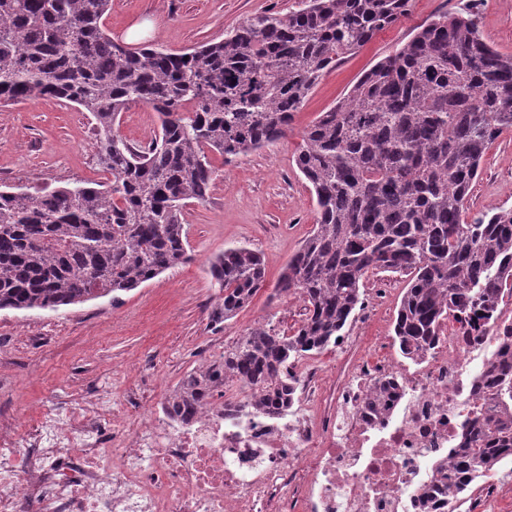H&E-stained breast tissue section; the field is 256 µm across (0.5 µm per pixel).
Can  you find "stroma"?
Instances as JSON below:
<instances>
[{"instance_id":"1","label":"stroma","mask_w":512,"mask_h":512,"mask_svg":"<svg viewBox=\"0 0 512 512\" xmlns=\"http://www.w3.org/2000/svg\"><path fill=\"white\" fill-rule=\"evenodd\" d=\"M299 0H112L107 33L124 42L136 24L151 28L139 46L184 51L223 39L250 17L297 8ZM472 4L484 40L512 54V0H411L407 14L378 32L326 73L308 95L285 139L231 161L213 155L216 169L206 203L184 208L193 259L134 290L57 310H0V417L36 416L59 402L74 403L99 391L112 398V425H129L137 403L169 396L192 369L220 359L249 329L264 325L292 334L306 311L294 294H275L289 258L311 233L316 208L293 161L300 131L337 103L398 44L441 12ZM118 132L147 145L159 132L158 115L141 103L120 114ZM97 135L88 112L56 99L0 105V184L43 186L98 183ZM482 173L466 202L469 213L512 209V129L487 148ZM244 246L260 254L267 283L225 322L210 313L220 291L209 262L224 249ZM407 285L398 273L365 280L363 304L344 330L355 350L376 353L391 336Z\"/></svg>"}]
</instances>
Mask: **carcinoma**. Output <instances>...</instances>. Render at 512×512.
<instances>
[{
	"mask_svg": "<svg viewBox=\"0 0 512 512\" xmlns=\"http://www.w3.org/2000/svg\"><path fill=\"white\" fill-rule=\"evenodd\" d=\"M110 0H0V102L53 98L91 113L109 182L0 186V310H56L129 291L192 260L182 210L208 200L225 159L286 136L311 90L338 61L397 23L410 0H301L247 19L224 39L175 54L112 40ZM150 106L159 139L116 131L122 109ZM512 128V54L481 36L471 8L441 13L380 60L302 131L293 154L316 198L317 224L290 258L278 292L306 318L282 336L250 329L220 360L188 373L167 398L189 422L231 384L268 414L289 406L288 365L336 345L380 270L408 277L394 342L412 359L453 321L474 331L512 298V209L467 217L488 146ZM222 295L210 317L233 318L265 285L259 254L224 250L210 263ZM486 400L468 416L448 490H474L512 456V328Z\"/></svg>",
	"mask_w": 512,
	"mask_h": 512,
	"instance_id": "carcinoma-1",
	"label": "carcinoma"
}]
</instances>
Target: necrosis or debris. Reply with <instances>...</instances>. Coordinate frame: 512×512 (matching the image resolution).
Wrapping results in <instances>:
<instances>
[{
    "mask_svg": "<svg viewBox=\"0 0 512 512\" xmlns=\"http://www.w3.org/2000/svg\"><path fill=\"white\" fill-rule=\"evenodd\" d=\"M497 342L447 324L415 358L348 362L321 402L314 371L293 368L295 399L276 416L228 414L217 395L189 423L160 402L116 429L94 392L0 421V512H466L439 486ZM388 381L398 400L368 413Z\"/></svg>",
    "mask_w": 512,
    "mask_h": 512,
    "instance_id": "4bbe7bcc",
    "label": "necrosis or debris"
}]
</instances>
